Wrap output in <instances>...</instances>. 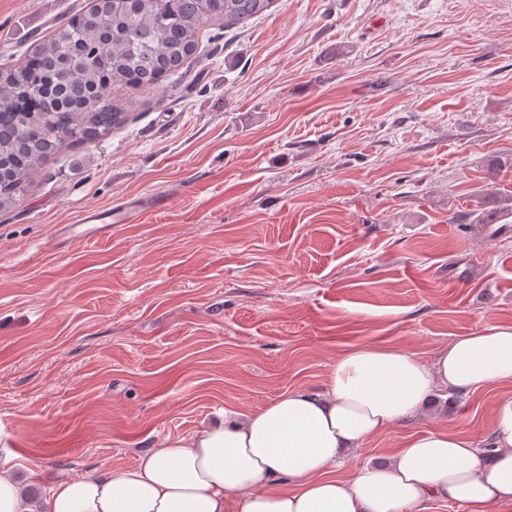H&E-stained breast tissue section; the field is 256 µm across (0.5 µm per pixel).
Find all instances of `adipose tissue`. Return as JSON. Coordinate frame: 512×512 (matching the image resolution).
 Wrapping results in <instances>:
<instances>
[{
  "mask_svg": "<svg viewBox=\"0 0 512 512\" xmlns=\"http://www.w3.org/2000/svg\"><path fill=\"white\" fill-rule=\"evenodd\" d=\"M512 385V328L455 337L432 362L387 346L343 354L319 391L292 389L265 407L164 442L131 468L46 484L45 512H423L449 499L467 512H512V396L492 418L491 453L447 430L414 433L385 463L349 478L341 453L419 414L441 391Z\"/></svg>",
  "mask_w": 512,
  "mask_h": 512,
  "instance_id": "1",
  "label": "adipose tissue"
}]
</instances>
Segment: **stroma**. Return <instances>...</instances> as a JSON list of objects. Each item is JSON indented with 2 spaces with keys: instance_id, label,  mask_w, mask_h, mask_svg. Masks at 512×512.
<instances>
[{
  "instance_id": "35a3bbf8",
  "label": "stroma",
  "mask_w": 512,
  "mask_h": 512,
  "mask_svg": "<svg viewBox=\"0 0 512 512\" xmlns=\"http://www.w3.org/2000/svg\"><path fill=\"white\" fill-rule=\"evenodd\" d=\"M89 2L0 0V65ZM119 104L0 211V458L24 484L318 391L358 346L429 362L512 327V238L475 227L512 204V0H273ZM89 206L142 215L54 248ZM506 393L437 401L336 473L426 430L484 448Z\"/></svg>"
}]
</instances>
